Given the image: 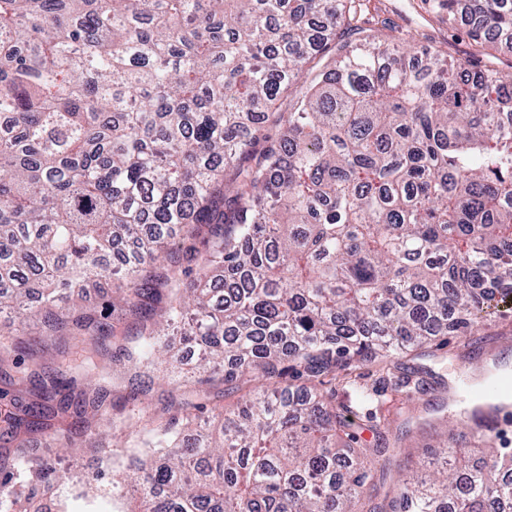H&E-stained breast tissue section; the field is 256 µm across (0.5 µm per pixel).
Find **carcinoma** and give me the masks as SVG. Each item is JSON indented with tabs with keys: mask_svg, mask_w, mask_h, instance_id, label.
Listing matches in <instances>:
<instances>
[{
	"mask_svg": "<svg viewBox=\"0 0 512 512\" xmlns=\"http://www.w3.org/2000/svg\"><path fill=\"white\" fill-rule=\"evenodd\" d=\"M340 25L358 40L336 45ZM469 35L512 42V0H481ZM411 53L365 0H0V315L91 345L76 377L24 368L0 339L17 386L0 436L18 440L0 448V512L69 487L26 436L75 460L72 428L110 419L94 357L117 307L145 321L128 356L146 368L179 362L177 336L226 382L286 361L307 380L205 421L186 402L134 444L128 512H355L375 473L352 444L385 455L391 424L358 363L472 335L512 298V120L493 100L512 74ZM102 277L108 310L76 313ZM336 383L371 406L356 431L320 391ZM498 404L486 390L458 423L489 438ZM434 457L368 512H512L511 453ZM77 487L57 512L121 498L110 464Z\"/></svg>",
	"mask_w": 512,
	"mask_h": 512,
	"instance_id": "1",
	"label": "carcinoma"
}]
</instances>
